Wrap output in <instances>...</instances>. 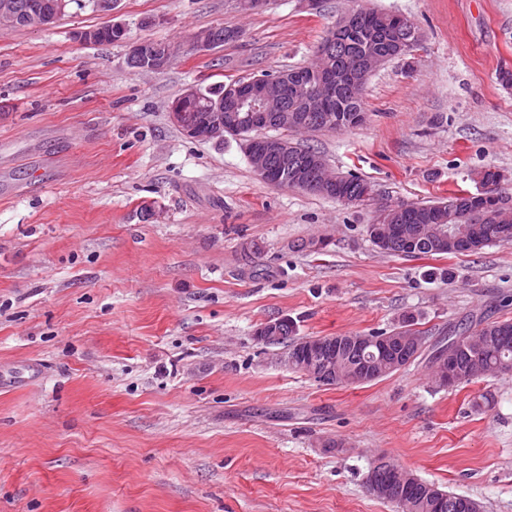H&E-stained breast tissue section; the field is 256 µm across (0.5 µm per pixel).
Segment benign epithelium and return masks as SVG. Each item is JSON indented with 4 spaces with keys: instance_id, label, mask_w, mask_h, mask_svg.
Returning a JSON list of instances; mask_svg holds the SVG:
<instances>
[{
    "instance_id": "obj_1",
    "label": "benign epithelium",
    "mask_w": 512,
    "mask_h": 512,
    "mask_svg": "<svg viewBox=\"0 0 512 512\" xmlns=\"http://www.w3.org/2000/svg\"><path fill=\"white\" fill-rule=\"evenodd\" d=\"M66 6V0H54L48 5L35 6L33 10L22 14L9 0H0V22L11 27L18 25L21 20L32 26H49L61 16ZM191 40L194 45L203 49L220 44L214 31L207 29L191 35ZM173 55L174 50L171 48L160 55L143 43H135L129 48L128 59L137 71H158L169 64ZM309 73L308 77H290L283 72L257 76L247 84L228 87L224 91V98L215 103L200 101L197 89L189 88L180 95L179 102L172 104L171 116L177 126L193 139L222 137L224 130L228 128L252 131L284 124L299 131H308V122L300 114L288 111V89H293L299 95L305 111L320 112L336 89V83L348 77V74L338 72L329 65L311 69ZM293 148L294 145L281 136L260 133L248 137L245 151L254 170L262 180L269 183L272 173L275 172V162L288 165V160L293 156ZM291 178L297 189L306 191L316 187L324 192L333 191L339 180V176L317 158L294 167ZM426 236L451 240L460 245L469 241L467 229L448 231L437 224ZM283 321V317L267 321L258 333L259 340L264 343L281 340L278 325ZM391 344L392 339L387 336L367 333L313 336L308 338L309 363L304 365V373L318 382L335 378L339 370L331 352L340 354L345 350L362 351L374 345L388 348ZM381 370L382 366L376 362L360 363L352 367L351 379L355 383L365 384L375 379ZM436 370L437 380L445 387L454 386L460 377V372L454 368L448 353L437 360ZM381 463V458L374 459L365 476L366 488L376 498L387 492V483L378 476Z\"/></svg>"
}]
</instances>
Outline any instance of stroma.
Wrapping results in <instances>:
<instances>
[{"label": "stroma", "instance_id": "obj_1", "mask_svg": "<svg viewBox=\"0 0 512 512\" xmlns=\"http://www.w3.org/2000/svg\"><path fill=\"white\" fill-rule=\"evenodd\" d=\"M376 8L416 26L412 63L366 83V120L296 135L360 205L262 181L235 136L172 121L187 88L313 62L337 18ZM123 23V40L76 31ZM241 37L204 50L192 32ZM180 50L140 72L130 44ZM512 0H115L52 27L0 29V512H398L370 495L378 456L483 512H512V373L438 387L427 356L361 385L283 366L255 331L385 332L427 344L512 319V244L403 257L366 234L386 203L512 194ZM325 239L321 253L302 242ZM259 243V264L242 245ZM489 406H481L482 398ZM341 182L336 192L334 193H322V192H309L315 195H322L326 197H330L336 199L341 203L346 205H355L360 202H364L365 199H362L363 195L366 193L368 188H372L370 183L366 180L362 179L360 176L356 174H348L341 175ZM346 198L350 201L355 200L354 203H345L343 199Z\"/></svg>", "mask_w": 512, "mask_h": 512}]
</instances>
